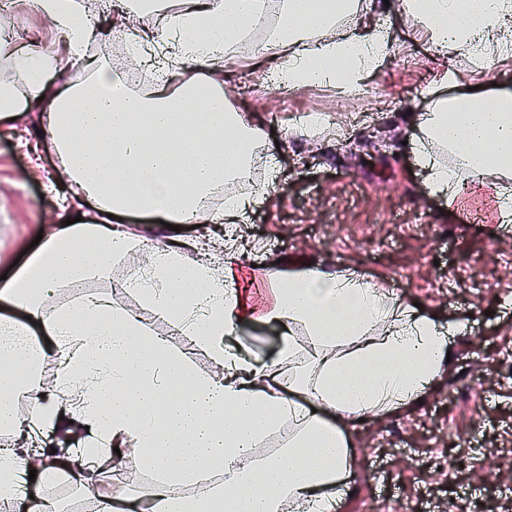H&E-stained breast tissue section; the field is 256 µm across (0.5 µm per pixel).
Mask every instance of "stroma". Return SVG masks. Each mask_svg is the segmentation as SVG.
<instances>
[{
  "label": "stroma",
  "instance_id": "1",
  "mask_svg": "<svg viewBox=\"0 0 512 512\" xmlns=\"http://www.w3.org/2000/svg\"><path fill=\"white\" fill-rule=\"evenodd\" d=\"M373 14L396 49L361 93L333 84L250 92L240 87L239 62L225 70L232 105L258 128V175H269L268 154L279 164L243 226L249 248L237 273L253 313L234 343L261 363L276 356L280 331L263 312L280 276L307 266L354 271L442 321L467 320L422 400L350 429L352 478L341 512H363L371 497L381 512H512V376L502 366L512 355V228L501 224L487 182L469 183L451 207L429 198L406 146L417 132L414 114L427 107L422 91L444 69L462 90L511 88L512 63L486 73L465 59L436 61L401 20L399 0H373ZM7 19L22 38L54 48L56 33L25 0H12ZM313 105L335 113L333 129L316 138L299 127ZM39 121L33 110L21 123L0 124V275L16 274V261L30 259L41 226L56 215L46 194L55 155L26 144ZM373 241L386 251L371 253Z\"/></svg>",
  "mask_w": 512,
  "mask_h": 512
}]
</instances>
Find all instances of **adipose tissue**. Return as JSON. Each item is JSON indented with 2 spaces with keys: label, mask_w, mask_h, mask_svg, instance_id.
<instances>
[{
  "label": "adipose tissue",
  "mask_w": 512,
  "mask_h": 512,
  "mask_svg": "<svg viewBox=\"0 0 512 512\" xmlns=\"http://www.w3.org/2000/svg\"><path fill=\"white\" fill-rule=\"evenodd\" d=\"M278 14L270 39L273 73L298 88L337 84L360 89L393 53L388 29L366 25L365 0H346L335 14L325 0H180L160 31L131 29L130 41L158 77L145 96L97 56L120 8L106 25L91 22L78 0H42L79 63L86 84L60 86L46 55L24 54V69L0 86V120L22 117L38 98L49 103L41 128L61 161V209L20 274L0 282V430L14 438L0 448V512H28V473L40 485L65 473L91 491L95 512H116L98 477L133 454L138 469L160 471L153 512H336L351 478L345 422L398 410L421 398L447 366L453 326L417 310L392 291L351 272L316 268L288 273L267 321L279 325L277 356L252 360L231 340L252 309L235 284L239 257L225 249L215 265L185 240L149 249L145 276L123 289L144 308L177 324L191 349L215 365L202 373L187 354L149 341L139 315L93 294L57 308L46 295L78 280L106 277L113 261L141 247L124 223L209 224L203 205L212 189L248 168L256 133L229 107L224 53L244 51L254 18ZM404 18L421 25L431 56L464 58L493 68L512 59V0H401ZM443 72L425 91L416 116L414 162L428 196L453 202L472 180L494 183L503 219L512 218V89L453 93ZM90 204L93 214L70 224L67 213ZM306 344H299L298 334ZM69 353L50 378L38 365L40 336ZM34 407L17 412L19 400ZM88 430L90 445L67 460L31 449L44 423L60 416ZM277 454L260 457L262 441L280 428ZM224 466V484L202 500L174 494L181 480Z\"/></svg>",
  "instance_id": "obj_1"
}]
</instances>
